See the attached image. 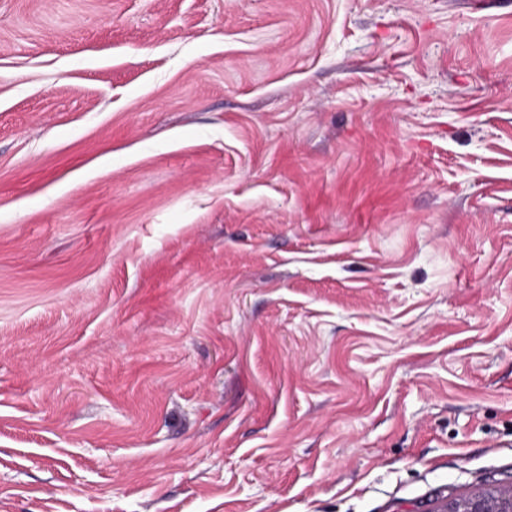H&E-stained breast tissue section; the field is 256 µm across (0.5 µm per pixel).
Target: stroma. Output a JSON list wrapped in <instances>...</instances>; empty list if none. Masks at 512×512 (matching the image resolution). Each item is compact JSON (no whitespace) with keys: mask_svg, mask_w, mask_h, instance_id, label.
Wrapping results in <instances>:
<instances>
[{"mask_svg":"<svg viewBox=\"0 0 512 512\" xmlns=\"http://www.w3.org/2000/svg\"><path fill=\"white\" fill-rule=\"evenodd\" d=\"M490 484L512 0H0V512Z\"/></svg>","mask_w":512,"mask_h":512,"instance_id":"35a3bbf8","label":"stroma"}]
</instances>
